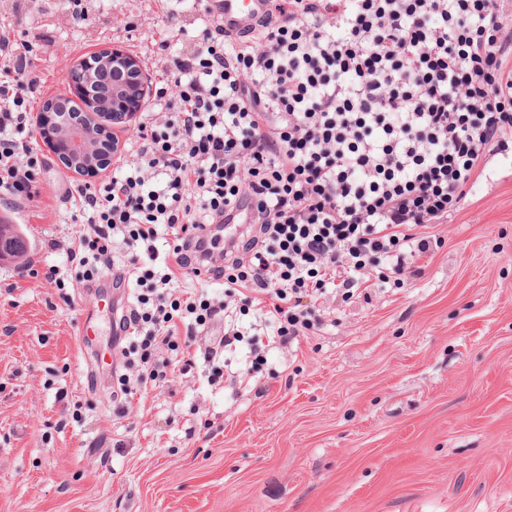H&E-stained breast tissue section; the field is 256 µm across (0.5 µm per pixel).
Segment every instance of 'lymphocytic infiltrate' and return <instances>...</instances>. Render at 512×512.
<instances>
[{
    "instance_id": "1",
    "label": "lymphocytic infiltrate",
    "mask_w": 512,
    "mask_h": 512,
    "mask_svg": "<svg viewBox=\"0 0 512 512\" xmlns=\"http://www.w3.org/2000/svg\"><path fill=\"white\" fill-rule=\"evenodd\" d=\"M201 33L169 58L176 92L156 88L130 161L69 194L84 222L67 250L80 285L112 275L138 291L115 323L140 367L120 377L125 396L165 379L159 355L179 350L181 326L223 322L183 364L220 378L218 353L310 329L327 288L348 300L374 279L403 283L408 249L429 248L422 229L512 141V0H276L251 38L211 16ZM37 86L1 30L0 194L31 206L45 166L25 138ZM163 234L158 277L147 263ZM190 275L223 280V299L184 291ZM233 300L275 336L232 324Z\"/></svg>"
}]
</instances>
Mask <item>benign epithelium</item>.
<instances>
[{
    "label": "benign epithelium",
    "mask_w": 512,
    "mask_h": 512,
    "mask_svg": "<svg viewBox=\"0 0 512 512\" xmlns=\"http://www.w3.org/2000/svg\"><path fill=\"white\" fill-rule=\"evenodd\" d=\"M79 73L74 92L87 103L89 122L70 123L58 116L56 105L38 113L36 130L41 141L61 164L83 177L92 178L101 166L97 153L99 134L107 124L131 130L130 121L140 112L147 95V76L138 59L118 49L94 55L93 62L71 68Z\"/></svg>",
    "instance_id": "1"
}]
</instances>
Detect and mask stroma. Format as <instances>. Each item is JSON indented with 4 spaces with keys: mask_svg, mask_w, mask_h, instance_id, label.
<instances>
[{
    "mask_svg": "<svg viewBox=\"0 0 512 512\" xmlns=\"http://www.w3.org/2000/svg\"><path fill=\"white\" fill-rule=\"evenodd\" d=\"M199 8L28 0L0 27L30 51L39 109L104 49L158 82L161 40L173 53L201 40L171 36L169 10ZM76 9L89 23H65ZM37 152L38 213L0 198L30 240L24 267L0 261V512H512V151L488 154L457 211L426 229L421 275L346 302L328 291L320 323L267 347L249 387L211 384L203 363L181 374L169 351L165 380L124 403L112 391L133 369L111 312L66 258L75 175Z\"/></svg>",
    "mask_w": 512,
    "mask_h": 512,
    "instance_id": "stroma-1",
    "label": "stroma"
}]
</instances>
